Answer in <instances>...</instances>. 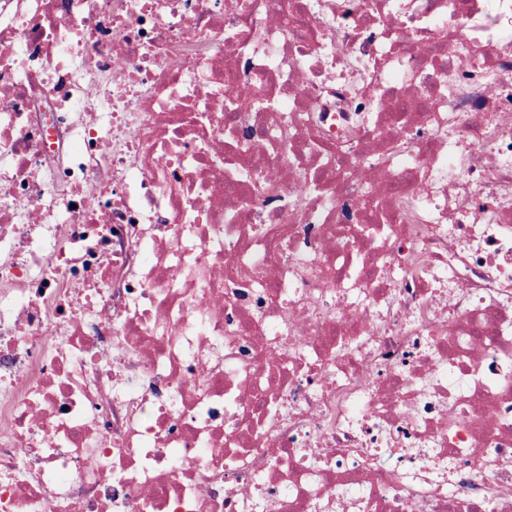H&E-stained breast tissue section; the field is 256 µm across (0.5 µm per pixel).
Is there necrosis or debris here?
<instances>
[{
    "mask_svg": "<svg viewBox=\"0 0 512 512\" xmlns=\"http://www.w3.org/2000/svg\"><path fill=\"white\" fill-rule=\"evenodd\" d=\"M0 512H512V0H0Z\"/></svg>",
    "mask_w": 512,
    "mask_h": 512,
    "instance_id": "obj_1",
    "label": "necrosis or debris"
}]
</instances>
